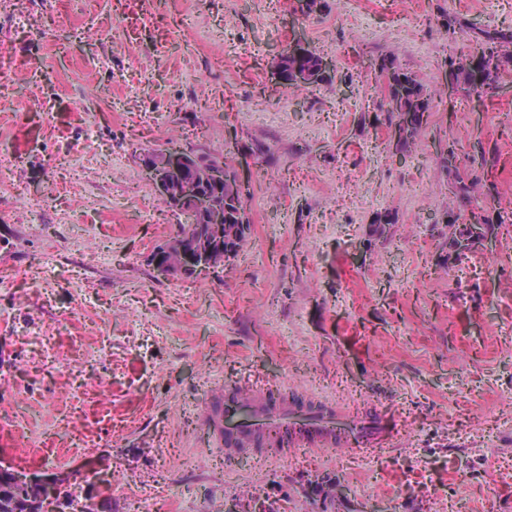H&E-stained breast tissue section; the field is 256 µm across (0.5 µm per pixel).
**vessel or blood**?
Here are the masks:
<instances>
[{
    "label": "vessel or blood",
    "mask_w": 512,
    "mask_h": 512,
    "mask_svg": "<svg viewBox=\"0 0 512 512\" xmlns=\"http://www.w3.org/2000/svg\"><path fill=\"white\" fill-rule=\"evenodd\" d=\"M316 419H298L296 409L290 408L280 389L272 384L260 386L257 395L242 401L232 388L224 391L222 417L206 415L219 439L224 442L227 461L248 454L257 435L289 431L294 447L311 446L331 449L388 447L399 434L398 428L380 430L375 436L364 437L355 428L341 425L338 408L321 402L316 407Z\"/></svg>",
    "instance_id": "vessel-or-blood-1"
}]
</instances>
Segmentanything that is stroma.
<instances>
[{"label":"stroma","instance_id":"35a3bbf8","mask_svg":"<svg viewBox=\"0 0 512 512\" xmlns=\"http://www.w3.org/2000/svg\"><path fill=\"white\" fill-rule=\"evenodd\" d=\"M446 14L512 30V0H0V464L111 476L112 512H512V224L445 264L439 216L486 200L436 166L456 141L512 208V71L449 87L473 46ZM296 36L333 83L275 80ZM384 58L437 93L404 156L369 122ZM171 148L247 172L248 243L216 273L150 262L189 221L143 169ZM265 383L399 436L227 464L204 412Z\"/></svg>","mask_w":512,"mask_h":512}]
</instances>
